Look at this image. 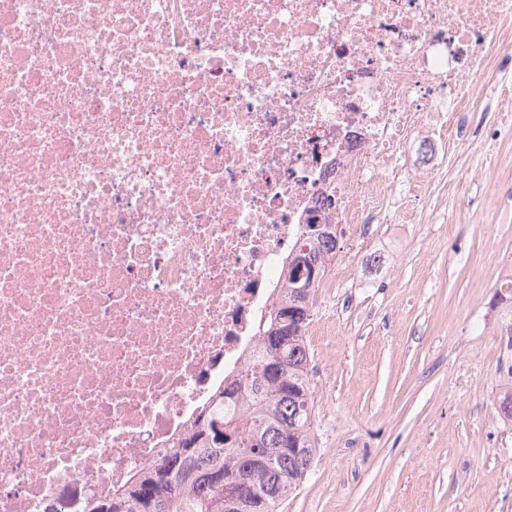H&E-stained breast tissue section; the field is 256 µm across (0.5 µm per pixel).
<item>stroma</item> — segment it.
<instances>
[{
	"label": "stroma",
	"mask_w": 512,
	"mask_h": 512,
	"mask_svg": "<svg viewBox=\"0 0 512 512\" xmlns=\"http://www.w3.org/2000/svg\"><path fill=\"white\" fill-rule=\"evenodd\" d=\"M432 169L429 218L342 242L306 327L317 453L278 512H512V426L497 413L506 364L498 284L512 205L475 202L512 176V142L479 159V128L453 118Z\"/></svg>",
	"instance_id": "obj_1"
}]
</instances>
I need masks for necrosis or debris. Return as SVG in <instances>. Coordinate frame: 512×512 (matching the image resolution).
Listing matches in <instances>:
<instances>
[{"label":"necrosis or debris","mask_w":512,"mask_h":512,"mask_svg":"<svg viewBox=\"0 0 512 512\" xmlns=\"http://www.w3.org/2000/svg\"><path fill=\"white\" fill-rule=\"evenodd\" d=\"M512 0H0V512H76L238 379L309 217L385 224Z\"/></svg>","instance_id":"obj_1"}]
</instances>
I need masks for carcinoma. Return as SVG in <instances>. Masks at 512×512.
<instances>
[{"label": "carcinoma", "instance_id": "1", "mask_svg": "<svg viewBox=\"0 0 512 512\" xmlns=\"http://www.w3.org/2000/svg\"><path fill=\"white\" fill-rule=\"evenodd\" d=\"M336 250V225H305V248L289 259V276L273 289L258 341L236 387L215 394L232 410H202L192 432L164 449L158 461L79 512H277L299 486L317 452L310 353L305 330L312 297ZM498 415L512 423V364L503 370ZM251 495L236 497L240 476Z\"/></svg>", "mask_w": 512, "mask_h": 512}]
</instances>
